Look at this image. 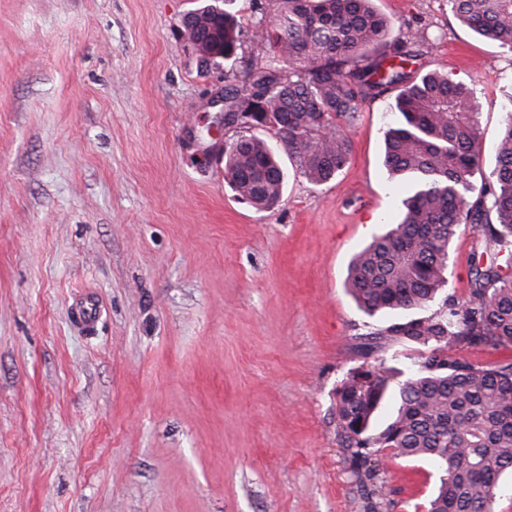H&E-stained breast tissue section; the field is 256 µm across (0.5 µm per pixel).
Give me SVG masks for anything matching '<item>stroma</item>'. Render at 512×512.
Here are the masks:
<instances>
[{"label": "stroma", "mask_w": 512, "mask_h": 512, "mask_svg": "<svg viewBox=\"0 0 512 512\" xmlns=\"http://www.w3.org/2000/svg\"><path fill=\"white\" fill-rule=\"evenodd\" d=\"M416 67L473 87L495 166L512 52L448 0H372ZM192 0H0V512H425L438 468L372 456L350 476L337 387L387 326L346 288L352 256L412 192L389 179L393 95L367 103L323 186L287 173L260 211L198 149L236 138L210 99L268 57L245 5L237 59L199 73ZM480 239L461 229L464 302ZM94 294L95 328L74 302Z\"/></svg>", "instance_id": "1"}]
</instances>
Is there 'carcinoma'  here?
Instances as JSON below:
<instances>
[{"instance_id":"cac0c4a2","label":"carcinoma","mask_w":512,"mask_h":512,"mask_svg":"<svg viewBox=\"0 0 512 512\" xmlns=\"http://www.w3.org/2000/svg\"><path fill=\"white\" fill-rule=\"evenodd\" d=\"M234 0L186 12L183 34L203 61L236 59L242 28ZM474 34L512 52V0H449ZM389 23L370 0H275L254 37L271 57L246 65L224 87V125L271 131L308 181L323 185L349 163V128L365 103L397 91L400 118L385 135L383 165L409 177L415 192L400 220L352 258L347 286L369 316L423 310L429 316L375 332L426 348L411 372L380 361L352 370L336 389V434L351 473L375 477L371 450L392 459H427L442 471L428 512H494L502 477L512 472V362L474 365L459 347L512 345V97L496 162L480 186L478 112L471 89L437 71L410 68L411 40L387 41ZM224 179L259 210L277 206L286 173L265 138L225 143ZM482 237L493 258L475 266L461 305L445 295L448 259L461 226Z\"/></svg>"}]
</instances>
